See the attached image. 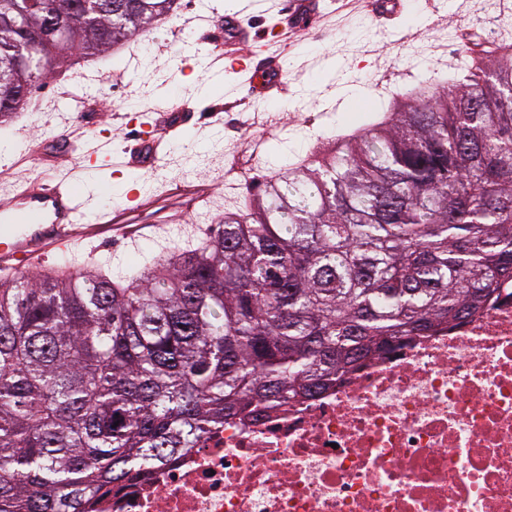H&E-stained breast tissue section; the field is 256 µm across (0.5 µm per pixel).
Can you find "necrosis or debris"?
Segmentation results:
<instances>
[{"label":"necrosis or debris","mask_w":512,"mask_h":512,"mask_svg":"<svg viewBox=\"0 0 512 512\" xmlns=\"http://www.w3.org/2000/svg\"><path fill=\"white\" fill-rule=\"evenodd\" d=\"M90 512H512V281L463 326L225 421Z\"/></svg>","instance_id":"1"}]
</instances>
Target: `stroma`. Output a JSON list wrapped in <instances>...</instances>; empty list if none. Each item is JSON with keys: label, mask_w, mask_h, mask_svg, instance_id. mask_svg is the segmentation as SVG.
I'll return each mask as SVG.
<instances>
[{"label": "stroma", "mask_w": 512, "mask_h": 512, "mask_svg": "<svg viewBox=\"0 0 512 512\" xmlns=\"http://www.w3.org/2000/svg\"><path fill=\"white\" fill-rule=\"evenodd\" d=\"M282 2L179 0L172 17L142 36L51 70L18 119L0 123V203L8 199V182L54 175V140L69 137L82 146L102 132L111 137L113 152H120L134 134L125 113L144 124L168 98L187 99L192 85L207 86L198 99L197 126L183 133L145 190L156 197L158 209L173 210L177 203L165 186L184 179L208 189L214 207L184 213L168 240H144L132 253L109 242L82 248V264L121 281L133 266L202 245L225 215L246 212L252 180L276 178L322 159L337 140L353 137L359 113L380 122L406 97L466 75L472 60L459 52V32L480 27L487 18L512 15V0H408L402 26L394 30L370 25L364 0H322L323 23L266 45L280 53L287 72L274 109L246 98L225 99V84L240 76L192 63L196 18L231 9L244 25L261 31L275 26ZM69 95L83 98V111L68 108ZM258 139L265 147L256 158L249 144Z\"/></svg>", "instance_id": "35a3bbf8"}]
</instances>
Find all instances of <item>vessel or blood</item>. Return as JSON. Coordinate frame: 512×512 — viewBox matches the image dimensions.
<instances>
[{"label": "vessel or blood", "mask_w": 512, "mask_h": 512, "mask_svg": "<svg viewBox=\"0 0 512 512\" xmlns=\"http://www.w3.org/2000/svg\"><path fill=\"white\" fill-rule=\"evenodd\" d=\"M403 5L404 0H366L372 20L382 25L399 19ZM319 16V0H290L279 24L293 30L301 21L315 24ZM252 38L251 30L234 13L225 15L223 28L208 26L200 35L201 43L209 47V59L215 61L235 58L238 47ZM247 69L253 100L271 98L283 89L285 71L279 57L251 61ZM195 116L189 103L177 100L161 110L153 124L142 128L114 160L116 166L140 171L141 181L111 207L98 208L96 192L79 190L75 184V172L93 159L89 153L78 157L64 154L67 170L56 179L45 181L36 176L21 184L10 202L0 206V273L16 274L44 265L50 256L87 239L113 237L134 245L149 238L151 226L132 221L134 213L154 205L142 183L153 176L158 161L169 154L171 143L193 124ZM169 193L185 199L190 209L208 198L206 191L177 180L171 182Z\"/></svg>", "instance_id": "obj_1"}]
</instances>
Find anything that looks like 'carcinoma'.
I'll return each instance as SVG.
<instances>
[{
  "label": "carcinoma",
  "instance_id": "carcinoma-1",
  "mask_svg": "<svg viewBox=\"0 0 512 512\" xmlns=\"http://www.w3.org/2000/svg\"><path fill=\"white\" fill-rule=\"evenodd\" d=\"M0 0V118L73 53L176 0ZM200 247L124 283L0 284V512H88L212 427L314 397L406 337L452 329L512 279V56L404 101L260 189Z\"/></svg>",
  "mask_w": 512,
  "mask_h": 512
}]
</instances>
